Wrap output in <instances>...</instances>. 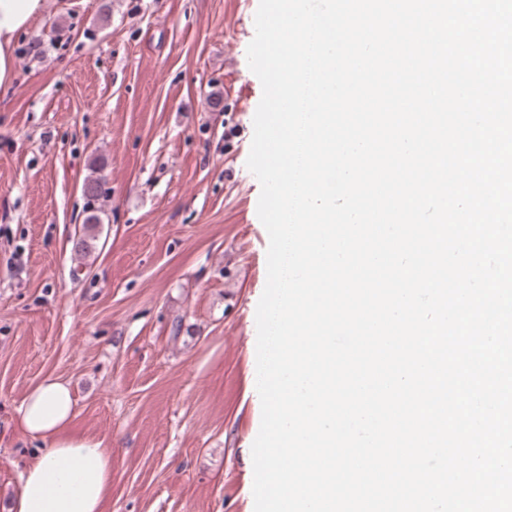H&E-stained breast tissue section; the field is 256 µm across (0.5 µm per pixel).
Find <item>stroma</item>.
Listing matches in <instances>:
<instances>
[{
	"label": "stroma",
	"mask_w": 512,
	"mask_h": 512,
	"mask_svg": "<svg viewBox=\"0 0 512 512\" xmlns=\"http://www.w3.org/2000/svg\"><path fill=\"white\" fill-rule=\"evenodd\" d=\"M258 5L47 0L17 37L0 95V512L34 448L15 411L48 374L71 383L74 431L112 450L105 512L252 501L268 249L246 165Z\"/></svg>",
	"instance_id": "stroma-1"
}]
</instances>
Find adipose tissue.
Instances as JSON below:
<instances>
[{
	"label": "adipose tissue",
	"instance_id": "1",
	"mask_svg": "<svg viewBox=\"0 0 512 512\" xmlns=\"http://www.w3.org/2000/svg\"><path fill=\"white\" fill-rule=\"evenodd\" d=\"M46 0H0V89L15 80L16 36L42 16ZM69 382L49 375L29 389L14 427L40 446L24 465L8 512H104L112 496V451L72 429Z\"/></svg>",
	"mask_w": 512,
	"mask_h": 512
}]
</instances>
